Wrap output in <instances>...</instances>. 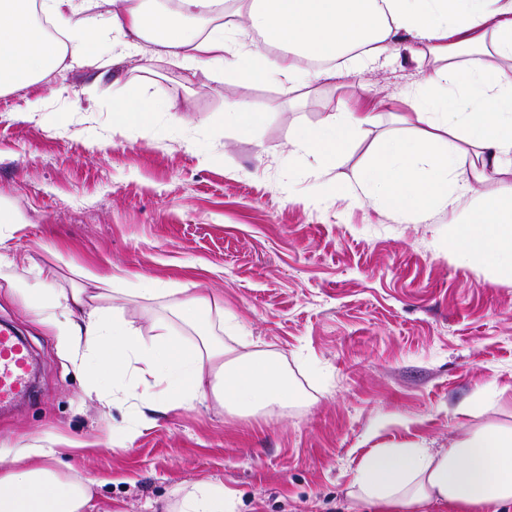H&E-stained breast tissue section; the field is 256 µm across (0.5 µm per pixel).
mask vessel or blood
Here are the masks:
<instances>
[{
    "label": "vessel or blood",
    "mask_w": 512,
    "mask_h": 512,
    "mask_svg": "<svg viewBox=\"0 0 512 512\" xmlns=\"http://www.w3.org/2000/svg\"><path fill=\"white\" fill-rule=\"evenodd\" d=\"M37 363L27 344L13 332L0 330V412L18 408L29 396Z\"/></svg>",
    "instance_id": "b4317fda"
}]
</instances>
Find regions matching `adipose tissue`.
I'll list each match as a JSON object with an SVG mask.
<instances>
[{
    "label": "adipose tissue",
    "instance_id": "ef3b65f1",
    "mask_svg": "<svg viewBox=\"0 0 512 512\" xmlns=\"http://www.w3.org/2000/svg\"><path fill=\"white\" fill-rule=\"evenodd\" d=\"M223 3L177 0L160 14L163 34L154 35L148 0H0V91L37 81L66 59L108 67V32L126 48L150 42L186 67L204 66L229 81L270 82L286 95L308 82L300 57L333 61L359 47L372 62L411 38L425 78L400 97L397 119L418 133L383 140L373 161L336 191L417 222L448 210L454 258L477 267L497 256L496 275L512 278V184L477 195L461 176L470 152L477 178L512 175V0H240L243 25L225 20ZM253 34L278 46V54L250 48ZM381 119L372 109L335 111L318 129L296 130L292 146L326 172ZM31 274L15 285L29 313L68 340L85 341L98 366L132 371L153 387L143 402L150 411L167 412L174 392L185 404L210 396L251 412L304 399L275 352L241 351L203 334L189 344L164 320L144 338L114 304L111 276L89 272L84 287L58 292L53 269ZM136 294L179 295L173 313L193 328L213 310L186 285L147 280ZM46 456L35 445L14 449V467L0 469V512H94L92 481L61 476L45 465ZM347 495L356 512H502L512 504V426L469 430L438 450L420 443L373 449ZM236 502L234 489L199 483L181 496L178 512H234Z\"/></svg>",
    "mask_w": 512,
    "mask_h": 512
}]
</instances>
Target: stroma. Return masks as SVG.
<instances>
[{
  "label": "stroma",
  "mask_w": 512,
  "mask_h": 512,
  "mask_svg": "<svg viewBox=\"0 0 512 512\" xmlns=\"http://www.w3.org/2000/svg\"><path fill=\"white\" fill-rule=\"evenodd\" d=\"M404 41L376 63L342 60L289 103L270 83L227 84L206 68L123 56L120 76L60 68L0 92V204L24 221L0 228V252L24 276L79 269L120 278L115 304L143 333L167 300L130 296L141 279L177 280L223 302L237 335L280 355L306 400L239 416L218 402L177 404L141 419L142 389L63 347L0 279V326L22 336L37 388L0 413V450L50 449L48 463L94 482L98 512H175L176 492L206 482L238 492L236 512H347V485L373 448H444L462 427L512 425V280L446 252L448 214L424 223L336 195L334 178L405 132L392 116L363 131L334 172L291 156L300 128L336 106L376 107L421 83ZM147 92L176 102L150 125L118 121L112 102ZM266 109L259 129L224 121V100ZM491 409L460 420L476 396Z\"/></svg>",
  "instance_id": "1"
}]
</instances>
